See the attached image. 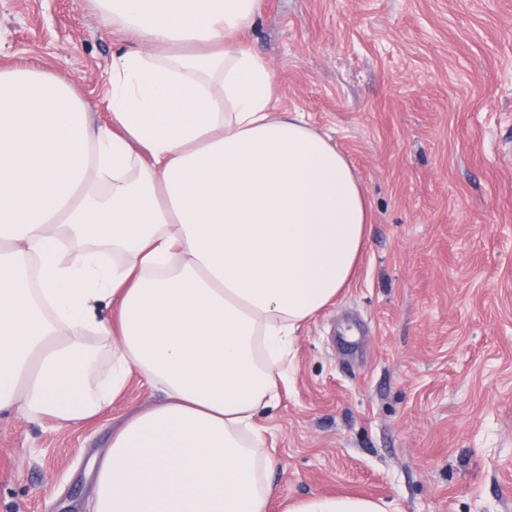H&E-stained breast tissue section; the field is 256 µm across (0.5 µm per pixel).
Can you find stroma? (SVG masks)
I'll return each mask as SVG.
<instances>
[{
  "label": "stroma",
  "instance_id": "stroma-1",
  "mask_svg": "<svg viewBox=\"0 0 512 512\" xmlns=\"http://www.w3.org/2000/svg\"><path fill=\"white\" fill-rule=\"evenodd\" d=\"M243 46L284 108L355 167L357 272L288 351L256 415L279 493L387 512H512V0H263ZM93 0H0V68L65 76L94 103L129 46ZM132 373L73 428L0 412V512H90L96 456L158 400Z\"/></svg>",
  "mask_w": 512,
  "mask_h": 512
}]
</instances>
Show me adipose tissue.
<instances>
[{"label": "adipose tissue", "instance_id": "obj_1", "mask_svg": "<svg viewBox=\"0 0 512 512\" xmlns=\"http://www.w3.org/2000/svg\"><path fill=\"white\" fill-rule=\"evenodd\" d=\"M94 2L136 41L112 56L109 123L60 74L0 69V411L75 427L138 372L164 399L95 459L92 512H267L255 417L351 280L367 199L240 47L262 0Z\"/></svg>", "mask_w": 512, "mask_h": 512}]
</instances>
